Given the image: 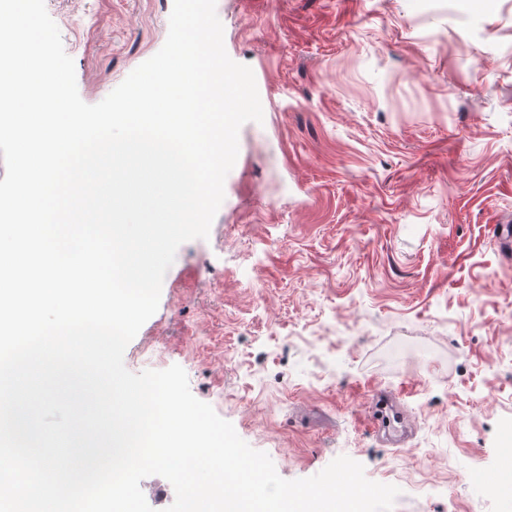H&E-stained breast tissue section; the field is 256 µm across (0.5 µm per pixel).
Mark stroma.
Here are the masks:
<instances>
[{
	"label": "stroma",
	"instance_id": "obj_1",
	"mask_svg": "<svg viewBox=\"0 0 512 512\" xmlns=\"http://www.w3.org/2000/svg\"><path fill=\"white\" fill-rule=\"evenodd\" d=\"M45 5L96 104L161 49L173 0ZM216 12L264 118L125 367L180 365L282 478L345 455L400 488L393 512H500L461 474H500L512 429V0ZM375 393L399 397L405 443L374 433Z\"/></svg>",
	"mask_w": 512,
	"mask_h": 512
}]
</instances>
